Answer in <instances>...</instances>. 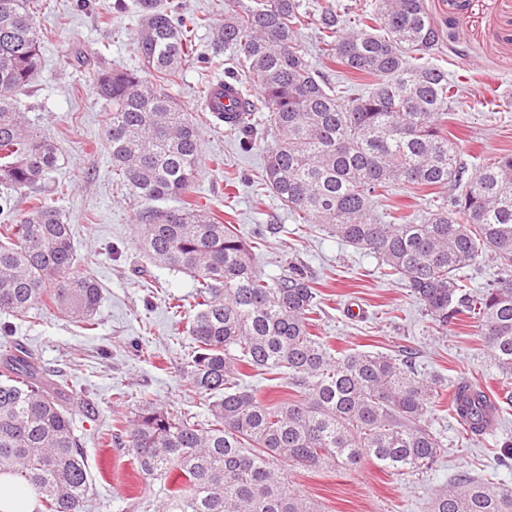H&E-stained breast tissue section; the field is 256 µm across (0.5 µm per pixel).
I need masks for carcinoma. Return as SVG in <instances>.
Returning <instances> with one entry per match:
<instances>
[{
  "label": "carcinoma",
  "instance_id": "carcinoma-1",
  "mask_svg": "<svg viewBox=\"0 0 512 512\" xmlns=\"http://www.w3.org/2000/svg\"><path fill=\"white\" fill-rule=\"evenodd\" d=\"M39 0H0V311L22 316L39 303L83 323L101 286L76 268L71 224L45 197L11 222L13 200L36 190L59 160L56 144L31 129L17 93L40 59ZM140 13L136 70L101 68L95 92L112 106L107 126L112 171L137 198L161 201L193 191L201 162L200 129L168 93L204 17L177 13L163 0H114L111 11ZM307 11L302 0H224V25L204 62L237 85V114L227 131L249 148L251 116L263 110L275 131L263 185L305 224H322L341 241L382 261L423 305L436 330L471 320L500 373L512 377V154L475 172L458 162L448 139L454 97L448 73L427 63L441 33L424 0H376L346 27L334 6L321 14L323 55L361 76L379 78L366 95L334 89L297 43ZM419 219L383 216L375 200L396 188H446ZM139 247L155 266L189 274L194 350L183 370L190 390L211 399L199 426L145 403L117 420L107 441L133 455L145 479L180 482L161 512H316L286 486L283 465L306 470L352 467L372 459L391 473L422 472L443 442L425 423L441 400L436 382L418 376L408 355L354 351L333 357L315 333L320 299L301 264L266 277L251 262L253 246L236 226L188 201L138 212ZM491 258L502 273L476 293L463 274ZM284 378L297 397L266 404L241 385L246 370ZM23 348L0 356V476L30 493L34 512H82L90 492L82 443L67 405L94 401L66 389ZM512 393L488 395L461 379L450 398L461 436L484 427L472 409L494 416ZM429 512H512V488L460 475L438 490Z\"/></svg>",
  "mask_w": 512,
  "mask_h": 512
}]
</instances>
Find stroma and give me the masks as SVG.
<instances>
[{"instance_id": "1", "label": "stroma", "mask_w": 512, "mask_h": 512, "mask_svg": "<svg viewBox=\"0 0 512 512\" xmlns=\"http://www.w3.org/2000/svg\"><path fill=\"white\" fill-rule=\"evenodd\" d=\"M109 0H44L35 20L42 35L40 68L18 96V109L31 127L53 140L60 151L55 183L67 194L52 200L73 226L76 264L103 288L96 326L82 324L41 306L25 316L0 312L9 324L7 340L26 345L37 365L62 371L71 389L97 404L89 419L79 403L69 407L83 441L91 482L86 512H146L164 500L172 479L134 477L126 449L108 448L103 436L115 419L153 403L200 425L209 420L207 398L189 391L182 371L193 352L186 324L172 305L190 303L192 278L145 261L137 246V214L143 209L131 189L112 172L106 128L109 105L94 92L102 67L136 68L137 13L108 17ZM185 15H206L196 30L189 58L170 91L203 132L201 165L192 192L195 204L257 240L258 272L276 276L289 263L304 265L321 296L318 333L331 354L371 351L398 354L408 347L420 377L439 380L451 395L461 377L477 378L488 391L512 390V378L490 364L487 350L471 324L448 334L435 333L419 300L403 281L385 275L374 256L332 237L316 224L300 223L260 177L274 131L264 112L256 113L249 150L226 126L207 121L197 90L211 80L200 55L224 22V0H170ZM308 18L297 34L312 67L332 85L351 94L370 91L375 80L340 66H327L320 42L319 16L329 0H304ZM443 33L433 64L446 70L463 106L448 116V136L468 169L512 153V0H426ZM94 56L95 63L74 68L65 49ZM124 393L116 402V393ZM427 422L444 444L442 459L419 474L394 475L371 461L354 468L284 470L287 487L300 491L318 512H427L430 498L462 472L497 475L512 486V410L478 444L461 443L458 424L447 406H433Z\"/></svg>"}]
</instances>
